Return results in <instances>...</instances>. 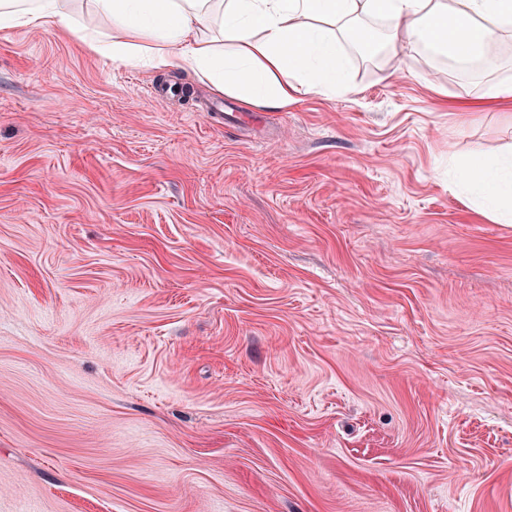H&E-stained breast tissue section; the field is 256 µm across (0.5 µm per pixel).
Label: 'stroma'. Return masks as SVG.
Instances as JSON below:
<instances>
[{"mask_svg": "<svg viewBox=\"0 0 512 512\" xmlns=\"http://www.w3.org/2000/svg\"><path fill=\"white\" fill-rule=\"evenodd\" d=\"M503 44L227 128L0 29V512H512V223L448 165L512 149Z\"/></svg>", "mask_w": 512, "mask_h": 512, "instance_id": "obj_1", "label": "stroma"}]
</instances>
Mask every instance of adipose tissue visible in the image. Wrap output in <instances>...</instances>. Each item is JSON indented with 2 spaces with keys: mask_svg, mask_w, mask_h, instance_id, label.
Instances as JSON below:
<instances>
[{
  "mask_svg": "<svg viewBox=\"0 0 512 512\" xmlns=\"http://www.w3.org/2000/svg\"><path fill=\"white\" fill-rule=\"evenodd\" d=\"M112 22L113 65L175 68L209 79L217 93L285 109L304 94L348 92L350 50L405 58L417 45L458 64L495 61L512 34V0H92ZM72 32L60 0H0V28ZM456 186L502 224L512 222V156L455 160Z\"/></svg>",
  "mask_w": 512,
  "mask_h": 512,
  "instance_id": "ef3b65f1",
  "label": "adipose tissue"
}]
</instances>
